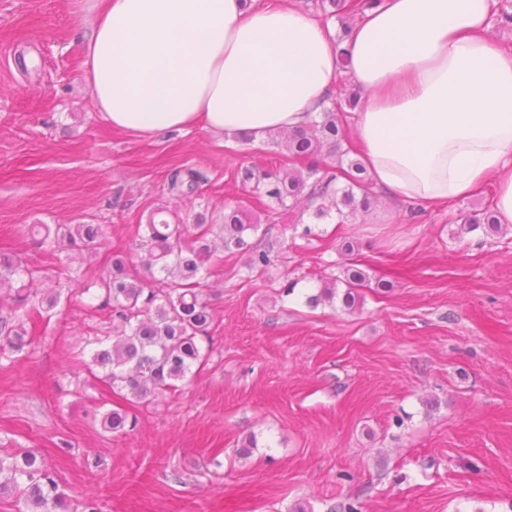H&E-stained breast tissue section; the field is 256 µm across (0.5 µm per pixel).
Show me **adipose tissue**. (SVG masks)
Masks as SVG:
<instances>
[{
    "label": "adipose tissue",
    "mask_w": 512,
    "mask_h": 512,
    "mask_svg": "<svg viewBox=\"0 0 512 512\" xmlns=\"http://www.w3.org/2000/svg\"><path fill=\"white\" fill-rule=\"evenodd\" d=\"M492 0H375L335 34L294 0H97L83 70L113 129L201 125L262 138L321 112L340 75L365 93L361 160L389 196L455 205L494 184L512 224V48L489 34Z\"/></svg>",
    "instance_id": "obj_1"
}]
</instances>
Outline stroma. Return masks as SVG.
Segmentation results:
<instances>
[{"mask_svg":"<svg viewBox=\"0 0 512 512\" xmlns=\"http://www.w3.org/2000/svg\"><path fill=\"white\" fill-rule=\"evenodd\" d=\"M91 0H0V249L66 275L40 281L58 305L33 349L0 360V456L37 450L71 498L100 512H512V226L457 235L460 214L381 195L349 224L310 236L270 225L265 274L225 254L211 268L206 365L177 390L122 401L91 379L87 338L110 333L81 283L107 252L132 251L151 210L237 205L240 167L286 151L203 126L140 137L112 129L84 77ZM200 172L174 201L173 170ZM34 224H103L107 250L38 248ZM353 241L354 252L342 251ZM387 288L352 312L309 306L353 263ZM294 293H286L288 281ZM124 408L133 430L105 433ZM258 446L248 458L245 437Z\"/></svg>","mask_w":512,"mask_h":512,"instance_id":"stroma-1","label":"stroma"}]
</instances>
